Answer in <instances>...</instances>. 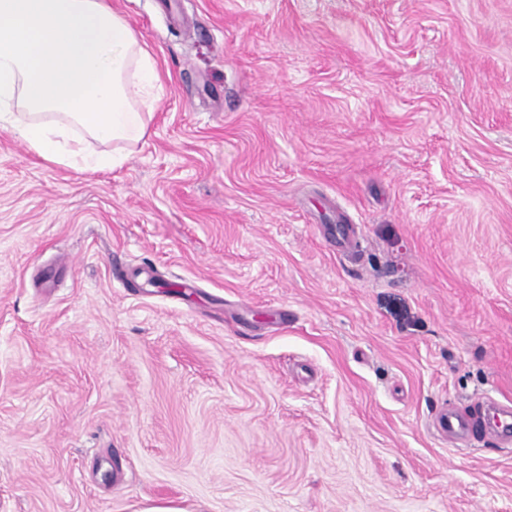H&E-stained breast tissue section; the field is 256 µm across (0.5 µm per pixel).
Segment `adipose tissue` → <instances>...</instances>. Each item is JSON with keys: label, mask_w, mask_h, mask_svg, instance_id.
<instances>
[{"label": "adipose tissue", "mask_w": 512, "mask_h": 512, "mask_svg": "<svg viewBox=\"0 0 512 512\" xmlns=\"http://www.w3.org/2000/svg\"><path fill=\"white\" fill-rule=\"evenodd\" d=\"M158 84L111 0H0V130L43 160L78 172L118 165L146 133Z\"/></svg>", "instance_id": "adipose-tissue-1"}]
</instances>
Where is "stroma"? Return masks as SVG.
Wrapping results in <instances>:
<instances>
[{
  "label": "stroma",
  "mask_w": 512,
  "mask_h": 512,
  "mask_svg": "<svg viewBox=\"0 0 512 512\" xmlns=\"http://www.w3.org/2000/svg\"><path fill=\"white\" fill-rule=\"evenodd\" d=\"M112 5L126 160L0 130V512H512V0ZM481 429L484 432L512 437V407L489 400ZM441 432L448 435V441L466 439L474 433L476 424L473 417L453 408L443 410L436 420Z\"/></svg>",
  "instance_id": "1"
}]
</instances>
